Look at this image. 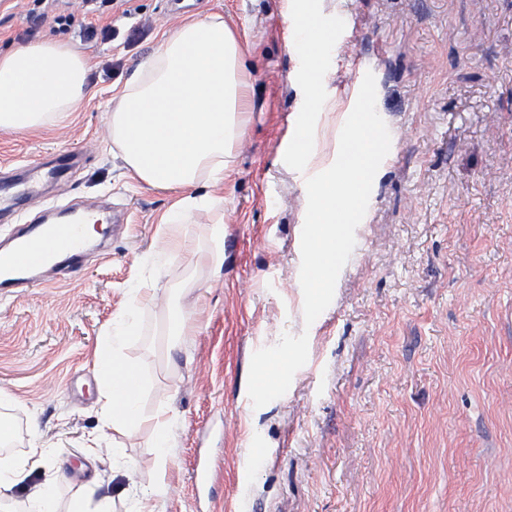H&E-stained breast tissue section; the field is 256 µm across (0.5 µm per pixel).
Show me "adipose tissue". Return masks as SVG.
<instances>
[{
  "mask_svg": "<svg viewBox=\"0 0 512 512\" xmlns=\"http://www.w3.org/2000/svg\"><path fill=\"white\" fill-rule=\"evenodd\" d=\"M91 62L69 44L42 40L0 53V133L35 132L75 111L90 93ZM243 63L239 41L222 15L162 34L157 51L136 77L112 89L107 128L126 167L143 184L174 192L160 227L170 253L181 247V221L211 208L242 138ZM204 193H196L197 185ZM138 323L121 314L98 350V396L103 428L126 432L142 421L140 367L123 353ZM157 479L133 488L128 512H154L167 491L163 473L171 448L172 417H151Z\"/></svg>",
  "mask_w": 512,
  "mask_h": 512,
  "instance_id": "1",
  "label": "adipose tissue"
}]
</instances>
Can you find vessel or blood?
Segmentation results:
<instances>
[{"instance_id":"b4317fda","label":"vessel or blood","mask_w":512,"mask_h":512,"mask_svg":"<svg viewBox=\"0 0 512 512\" xmlns=\"http://www.w3.org/2000/svg\"><path fill=\"white\" fill-rule=\"evenodd\" d=\"M82 253L77 220L27 225L14 237L11 250L0 251V296L44 283L45 269L55 257L72 261Z\"/></svg>"}]
</instances>
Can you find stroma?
Returning a JSON list of instances; mask_svg holds the SVG:
<instances>
[{"label": "stroma", "mask_w": 512, "mask_h": 512, "mask_svg": "<svg viewBox=\"0 0 512 512\" xmlns=\"http://www.w3.org/2000/svg\"><path fill=\"white\" fill-rule=\"evenodd\" d=\"M303 0H135L114 6L108 38L30 16L0 0V51L42 38L89 55L91 93L62 124L0 133V181L34 187L0 243L49 209L120 216L81 267L0 300V416L21 452L45 463L8 490L15 512L34 487L68 512L76 494L108 495L155 476L150 422L89 449L100 426L95 352L113 319L136 309L125 355L146 382L144 414L172 405L176 444L155 512H512V0H304L342 26L320 75L332 106L306 100L289 34ZM222 14L243 53L244 134L216 219L224 270L197 264L210 219L182 224L164 255L174 202L130 177L110 139L112 89L183 20ZM372 72L391 148L330 306L303 319L299 282L305 181L336 159L353 76ZM319 129L314 162L290 155L302 115ZM81 154L57 185L60 155ZM156 282L135 308L130 286ZM308 336L288 392L253 407L251 357L282 333Z\"/></svg>", "instance_id": "35a3bbf8"}]
</instances>
